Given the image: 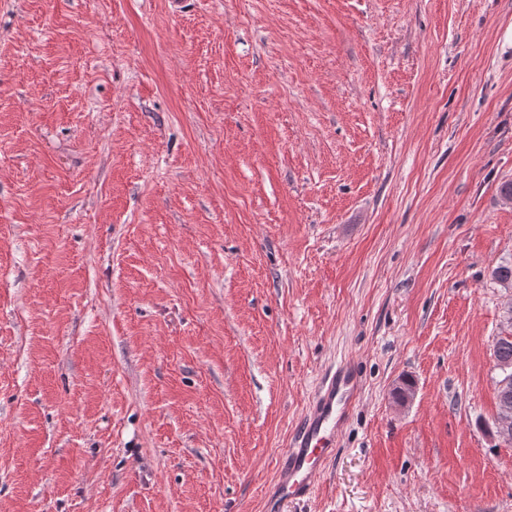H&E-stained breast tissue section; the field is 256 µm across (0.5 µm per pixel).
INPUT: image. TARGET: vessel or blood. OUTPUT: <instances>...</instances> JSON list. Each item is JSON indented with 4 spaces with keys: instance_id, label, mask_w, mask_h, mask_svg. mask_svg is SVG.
<instances>
[{
    "instance_id": "1",
    "label": "vessel or blood",
    "mask_w": 512,
    "mask_h": 512,
    "mask_svg": "<svg viewBox=\"0 0 512 512\" xmlns=\"http://www.w3.org/2000/svg\"><path fill=\"white\" fill-rule=\"evenodd\" d=\"M360 389L350 363L332 370L312 395L265 493V512H283L285 502L309 497L315 481L336 456V440Z\"/></svg>"
}]
</instances>
